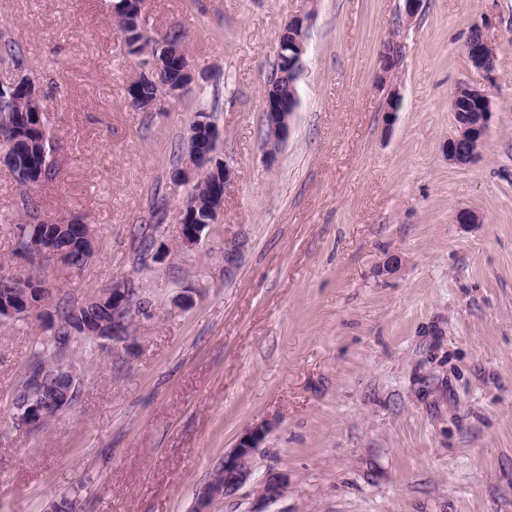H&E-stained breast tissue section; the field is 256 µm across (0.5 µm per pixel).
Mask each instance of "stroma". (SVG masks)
I'll use <instances>...</instances> for the list:
<instances>
[{
  "instance_id": "1",
  "label": "stroma",
  "mask_w": 512,
  "mask_h": 512,
  "mask_svg": "<svg viewBox=\"0 0 512 512\" xmlns=\"http://www.w3.org/2000/svg\"><path fill=\"white\" fill-rule=\"evenodd\" d=\"M113 0H0V41L21 64L60 150L33 187L43 216L93 225L94 256L42 262L53 301L131 279L150 302L133 352L78 340L79 398L36 429L12 402L45 336L0 320V512H191L239 435L272 430L251 482L211 512H250L253 485L288 476L267 512H512V0H148L151 30H182L204 79L163 111L126 87ZM308 14L300 106L274 160L263 93L281 29ZM481 30L492 75L465 54ZM400 47L385 110L378 60ZM492 101L481 159L448 160L450 99ZM233 170L219 223L179 239L186 188L169 173L196 113ZM23 193L0 163V269L17 270ZM479 218L460 224L457 211ZM162 225L164 261L139 228ZM237 263L224 267V251ZM195 289L192 305L173 301Z\"/></svg>"
}]
</instances>
